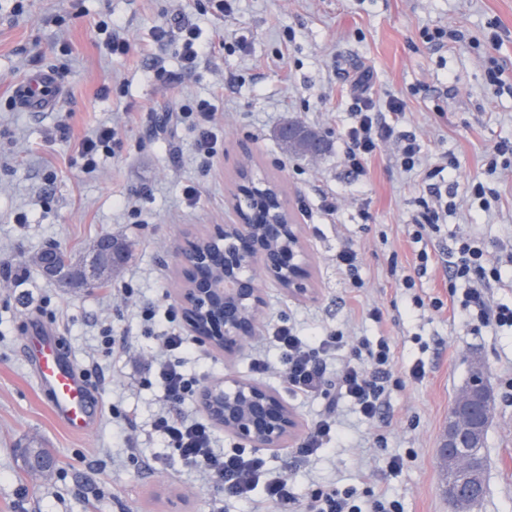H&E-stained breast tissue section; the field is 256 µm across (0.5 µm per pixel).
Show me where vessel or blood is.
I'll return each mask as SVG.
<instances>
[{
  "label": "vessel or blood",
  "instance_id": "1",
  "mask_svg": "<svg viewBox=\"0 0 512 512\" xmlns=\"http://www.w3.org/2000/svg\"><path fill=\"white\" fill-rule=\"evenodd\" d=\"M55 81L43 71L29 78L20 91V103L28 110L46 106ZM23 356L34 370L36 384L46 396L53 417L70 433L89 432L101 413V402L74 366L59 336L40 330L28 336Z\"/></svg>",
  "mask_w": 512,
  "mask_h": 512
}]
</instances>
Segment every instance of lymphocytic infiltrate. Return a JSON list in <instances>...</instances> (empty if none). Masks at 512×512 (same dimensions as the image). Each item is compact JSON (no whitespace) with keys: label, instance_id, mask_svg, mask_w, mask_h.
<instances>
[{"label":"lymphocytic infiltrate","instance_id":"obj_1","mask_svg":"<svg viewBox=\"0 0 512 512\" xmlns=\"http://www.w3.org/2000/svg\"><path fill=\"white\" fill-rule=\"evenodd\" d=\"M357 94L351 122L340 135L346 144L344 164L349 172L363 174L366 165L381 146L397 145V158L404 171L423 168L425 191L431 199L424 206L412 232L419 245L413 265L415 275L424 274L431 255L424 248L425 228L437 227L447 214V158L430 167H422V146L416 136L396 130L383 122L375 110L373 97L367 91L366 77L355 81ZM183 120L191 122L198 132L195 157L204 167H211L218 156V137L214 132L215 108L206 99L183 107ZM412 276H404V288L415 286ZM501 280V265L488 245L474 237H461L448 255V289L452 304L465 323L473 327L512 329V303L495 301L492 285ZM145 336H159L154 356L156 378L164 389L165 407L155 417L153 427L190 471L209 484H215L225 498L247 501L253 506L273 505L279 512H292L297 501L286 478L273 475L263 457L244 447H219L211 425L190 412L201 381L182 368L184 356L192 354L193 345L179 327V309L168 304L164 311L146 304L140 308ZM275 356L257 354L253 366L268 371L272 365L283 368V385L292 395L311 398L335 389L324 411L314 420L307 441L295 451L297 458L308 461L334 449L340 441L336 409L340 401L349 402L359 415L369 421L384 417V407L391 389L401 387L405 379L421 380L423 363H414L407 377L395 375L391 349L386 340L361 339L351 357H344L346 343L342 334L329 331L320 336L299 335L290 321L275 323L271 329ZM305 512H400L398 501L380 498L370 508H362L355 490H339L319 483L312 484Z\"/></svg>","mask_w":512,"mask_h":512}]
</instances>
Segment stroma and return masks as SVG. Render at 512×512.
Instances as JSON below:
<instances>
[{"instance_id":"1","label":"stroma","mask_w":512,"mask_h":512,"mask_svg":"<svg viewBox=\"0 0 512 512\" xmlns=\"http://www.w3.org/2000/svg\"><path fill=\"white\" fill-rule=\"evenodd\" d=\"M24 4L18 17L0 10V264L28 271L20 281L0 278V512H251L183 472L163 447L152 425L161 395L150 380L152 350L136 306L120 294L129 284L139 288L140 302L175 300L186 234L232 221L228 199L244 163L282 189L313 261L312 295L299 299L267 285L256 336L232 358L201 348L189 370L207 380L256 377L281 389L278 372L255 375L251 358L268 323L282 317L305 333L341 332L350 345L361 336L389 337L396 369L421 360L426 375L391 391L387 419L365 421L343 404L342 447L302 467L291 449L270 451L268 466L299 494L314 479L355 489L366 501L387 496L402 512H449L437 446L450 405L473 366H482L494 407L483 449L486 491L474 512H512V331L477 330L450 308L412 303L416 295L445 297L455 238L512 247V165L487 181L490 212L459 202L439 232L426 235L432 259L409 290L402 278L414 249L408 227L419 210L422 174L404 172L390 146L372 157L365 175L349 174L338 138L350 121V78L370 72L376 111H386L391 98L403 100L399 128L422 143L423 165L444 153L455 157L448 183L464 188L484 171L488 148L512 140V0H234L228 13L210 0ZM176 15L214 37L211 52L189 72L180 68L178 41L152 39L153 28ZM102 20L117 24L127 54L97 45ZM435 27L464 37L428 41L424 32ZM495 32L501 44L494 49ZM491 56L505 69L507 88L497 94L486 84ZM44 70L57 75L53 101L37 112L21 109L18 88ZM165 70L176 80L162 78ZM198 99L216 106L219 154L207 173L193 158V128L167 118L176 105ZM63 119L65 134L58 130ZM291 119L319 131L326 150L301 158L288 152L276 132ZM102 124L115 129L122 149L84 172L75 146ZM189 186L198 191L192 205L184 199ZM327 196L335 214L323 209ZM127 199L140 209V223L127 219ZM19 212L27 223H15ZM104 233L134 246L133 258L107 283L77 289L39 274L47 244L83 259ZM346 244L360 253L358 288L336 267V251ZM374 308L382 321L370 317ZM44 310L54 314L53 329L78 369L92 370L105 391L88 434H72L53 418L22 356L28 327ZM107 321L124 350L99 359L97 337ZM131 447L137 460L127 456ZM24 448L49 450L55 470L27 473ZM395 453L408 460L391 473L386 460Z\"/></svg>"}]
</instances>
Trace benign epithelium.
Returning a JSON list of instances; mask_svg holds the SVG:
<instances>
[{
    "label": "benign epithelium",
    "mask_w": 512,
    "mask_h": 512,
    "mask_svg": "<svg viewBox=\"0 0 512 512\" xmlns=\"http://www.w3.org/2000/svg\"><path fill=\"white\" fill-rule=\"evenodd\" d=\"M232 195L236 223L206 236L189 235L179 249L178 298L188 331L226 355L241 348L256 332L264 305L263 288L275 283L291 294L309 292L311 263L288 201L277 185L249 173ZM112 238L94 246L85 274L87 285L112 263ZM69 266L52 251L40 259L41 275L67 279ZM198 402L207 419L250 448L279 450L298 434L300 424L288 403L270 387L227 375L202 384ZM493 401L478 387L462 394L448 414L438 454L449 481L445 493L451 512H471L477 496L472 487L480 473L469 468L471 449L489 425Z\"/></svg>",
    "instance_id": "7a95c632"
}]
</instances>
